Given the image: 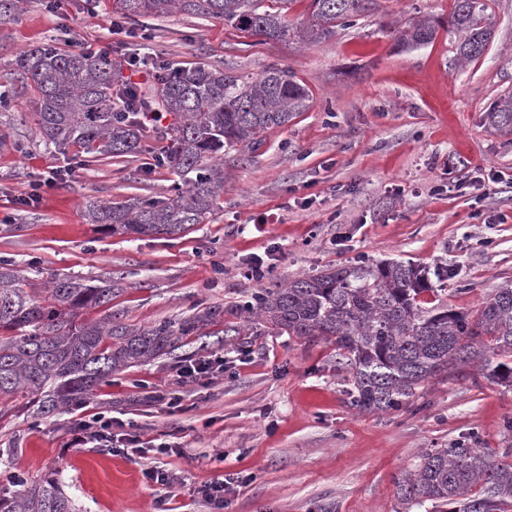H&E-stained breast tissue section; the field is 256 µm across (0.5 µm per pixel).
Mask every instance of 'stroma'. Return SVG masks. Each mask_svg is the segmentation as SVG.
Listing matches in <instances>:
<instances>
[{
    "label": "stroma",
    "instance_id": "35a3bbf8",
    "mask_svg": "<svg viewBox=\"0 0 512 512\" xmlns=\"http://www.w3.org/2000/svg\"><path fill=\"white\" fill-rule=\"evenodd\" d=\"M453 0H374L354 24L313 44L271 41L220 19L175 13L140 18L149 49L169 66L205 62L238 74L276 65L311 97L307 111L264 134L255 152L223 160L224 192L212 217L176 239L112 235L89 223L87 197L123 201L173 196L176 173L153 166L166 147L145 132L135 155L104 157L67 177L36 207L17 205L29 181L66 165L72 150L40 137L36 103L15 69L19 52L75 41L124 52L108 33L112 0L74 29L23 0L0 21V259L29 287L55 274L111 280L112 310L150 328L206 308L221 309L206 336H187L176 354L114 376L85 407L39 423L7 402L0 417V486L11 473H57L82 512H219L200 493L226 481L220 512H446L404 503L397 480L426 448L459 442L497 456L512 448V387L484 376L441 373L400 410H360L333 342L280 335L254 322L241 332L236 309L266 280L314 275L363 257L443 267L448 300L470 309L512 285V132L486 123L512 96V0H488L494 36L478 60L458 64L455 38L405 51L396 35L422 17L447 20ZM273 223L254 226L262 213ZM267 279H247L253 261ZM222 357L206 385L187 379L189 361ZM182 400L172 414L167 400ZM96 412L132 422L133 434L169 454L116 451L106 441L69 447L78 420ZM167 473V482L145 478Z\"/></svg>",
    "mask_w": 512,
    "mask_h": 512
}]
</instances>
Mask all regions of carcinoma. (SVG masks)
<instances>
[{"label":"carcinoma","instance_id":"carcinoma-1","mask_svg":"<svg viewBox=\"0 0 512 512\" xmlns=\"http://www.w3.org/2000/svg\"><path fill=\"white\" fill-rule=\"evenodd\" d=\"M290 0H112L121 19L182 12L222 19L242 32L283 41H316L352 24L372 0H311L308 20H288ZM484 0H454L448 32L460 62L481 57L493 37ZM440 22L429 18L400 31L397 43L418 48L433 41ZM22 80L38 95L37 125L45 143L72 145L86 155L124 157L142 151L138 113L125 111L112 89L120 69L112 55L52 45L16 58ZM152 103L169 114L167 161L183 188L165 201L89 199L84 215L114 235L176 238L207 221L224 189V154L255 152L263 133L310 106L308 90L288 70L270 66L256 75L209 64L183 66L158 83ZM488 124L512 131V98L496 102ZM444 271L404 261L358 260L251 294L237 309L277 333L332 340L343 357L354 404L369 412L399 410L429 378L468 366L496 382L512 383V287L498 288L474 309L448 303ZM112 281L98 284L69 275L49 281L39 298L10 260H0V400L23 397L30 418L46 419L90 400L112 376L174 352L183 337L202 335L220 315L215 309L174 324L141 328L112 312ZM104 307L99 322L85 311ZM408 503L457 504L459 512H502L512 504V464L457 443L430 448L398 478ZM0 512H78L52 474L13 476L0 488Z\"/></svg>","mask_w":512,"mask_h":512}]
</instances>
